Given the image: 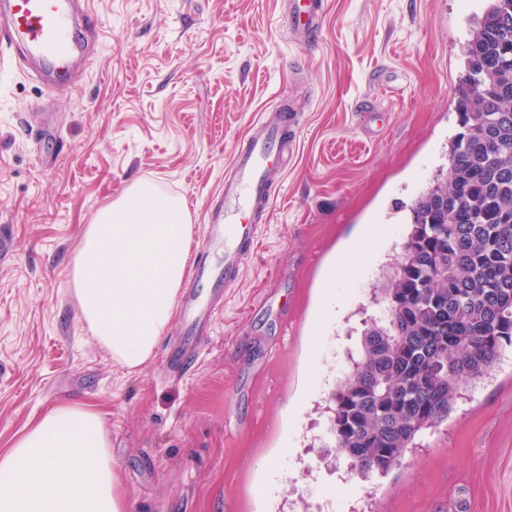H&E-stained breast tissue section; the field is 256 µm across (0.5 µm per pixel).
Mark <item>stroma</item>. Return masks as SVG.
<instances>
[{"instance_id": "35a3bbf8", "label": "stroma", "mask_w": 512, "mask_h": 512, "mask_svg": "<svg viewBox=\"0 0 512 512\" xmlns=\"http://www.w3.org/2000/svg\"><path fill=\"white\" fill-rule=\"evenodd\" d=\"M324 2L307 44L286 29L287 0H89L101 35L78 92L0 74V450L34 416L85 404L104 415L131 512H225L231 496L240 512H512V349L386 476L348 474L321 446L404 233L394 207L446 162L483 0ZM274 106L298 116L297 161L273 186L257 256L213 299L198 364L171 369L175 319L153 363L121 369L71 289L86 225L147 181L185 199L201 236L238 140ZM46 120L57 142L31 136ZM285 327L288 353L267 364Z\"/></svg>"}]
</instances>
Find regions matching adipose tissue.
I'll return each instance as SVG.
<instances>
[{"label":"adipose tissue","mask_w":512,"mask_h":512,"mask_svg":"<svg viewBox=\"0 0 512 512\" xmlns=\"http://www.w3.org/2000/svg\"><path fill=\"white\" fill-rule=\"evenodd\" d=\"M192 227L182 199L128 187L86 226L71 267L80 315L114 363H152L175 313ZM101 414L80 404L40 415L0 451V512H129Z\"/></svg>","instance_id":"adipose-tissue-1"}]
</instances>
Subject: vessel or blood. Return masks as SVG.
<instances>
[{"mask_svg":"<svg viewBox=\"0 0 512 512\" xmlns=\"http://www.w3.org/2000/svg\"><path fill=\"white\" fill-rule=\"evenodd\" d=\"M322 0H288V26L295 35L308 37L318 28ZM96 28L78 16L72 0H0V69L8 65L35 68L53 90L71 92L72 82L58 78L60 67L88 56V41ZM296 122L280 108L260 113L248 135L236 145L224 175L223 199L207 217L197 247L191 285L177 302L185 340L170 352L178 370L191 368L200 358L197 335L210 322L213 305L201 282L211 288L237 283L256 253L260 222L270 206V182L287 174L296 162ZM222 246L224 265L207 263L211 247Z\"/></svg>","mask_w":512,"mask_h":512,"instance_id":"b4317fda","label":"vessel or blood"}]
</instances>
